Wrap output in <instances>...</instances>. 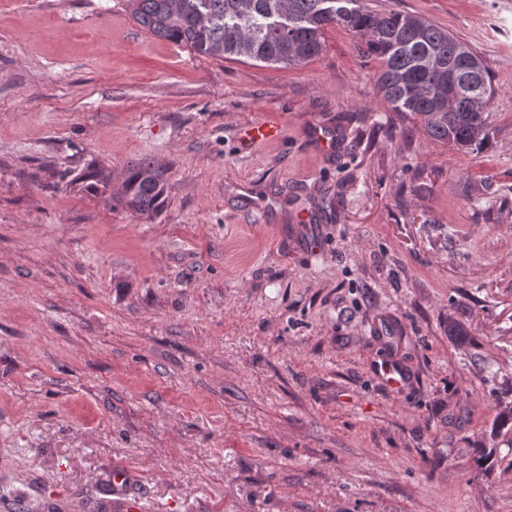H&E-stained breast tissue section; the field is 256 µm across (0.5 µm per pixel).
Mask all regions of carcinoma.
Wrapping results in <instances>:
<instances>
[{"label":"carcinoma","mask_w":512,"mask_h":512,"mask_svg":"<svg viewBox=\"0 0 512 512\" xmlns=\"http://www.w3.org/2000/svg\"><path fill=\"white\" fill-rule=\"evenodd\" d=\"M146 30L203 56L245 57L267 66L297 68L324 50V33L341 26L359 36L361 54L382 62L377 94L403 121H420L431 139L472 152L490 136L493 76L468 43L432 21L394 9H370L364 0H129ZM461 71L476 72L460 79ZM111 173L87 170L81 189L113 207L154 214L167 198L164 171L148 159L125 167L122 189H110Z\"/></svg>","instance_id":"cac0c4a2"}]
</instances>
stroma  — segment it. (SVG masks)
<instances>
[{
  "mask_svg": "<svg viewBox=\"0 0 512 512\" xmlns=\"http://www.w3.org/2000/svg\"><path fill=\"white\" fill-rule=\"evenodd\" d=\"M366 2L482 53L484 149L392 123L339 27L288 69L0 0V512H102L120 466L141 512H512V0ZM143 158L159 213L72 183Z\"/></svg>",
  "mask_w": 512,
  "mask_h": 512,
  "instance_id": "35a3bbf8",
  "label": "stroma"
}]
</instances>
